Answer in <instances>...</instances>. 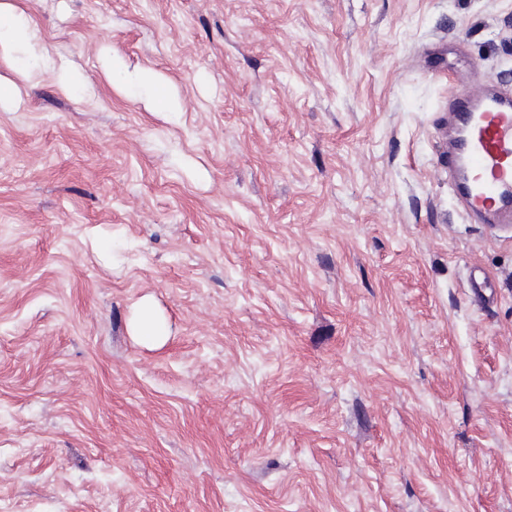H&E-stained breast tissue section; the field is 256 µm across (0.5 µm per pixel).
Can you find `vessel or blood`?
Returning <instances> with one entry per match:
<instances>
[{"label": "vessel or blood", "instance_id": "1", "mask_svg": "<svg viewBox=\"0 0 512 512\" xmlns=\"http://www.w3.org/2000/svg\"><path fill=\"white\" fill-rule=\"evenodd\" d=\"M455 136L445 158L458 209L471 223L512 227V90L466 74L448 98Z\"/></svg>", "mask_w": 512, "mask_h": 512}]
</instances>
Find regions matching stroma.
Listing matches in <instances>:
<instances>
[{
	"label": "stroma",
	"mask_w": 512,
	"mask_h": 512,
	"mask_svg": "<svg viewBox=\"0 0 512 512\" xmlns=\"http://www.w3.org/2000/svg\"><path fill=\"white\" fill-rule=\"evenodd\" d=\"M9 2L94 93L0 60V512H512V232L440 133L512 0ZM141 83L149 88V97L156 110L162 112H179L181 110L180 104L149 76L142 77ZM133 336L161 343L167 336L165 326L158 320L155 307L149 300L140 303L132 323Z\"/></svg>",
	"instance_id": "35a3bbf8"
}]
</instances>
